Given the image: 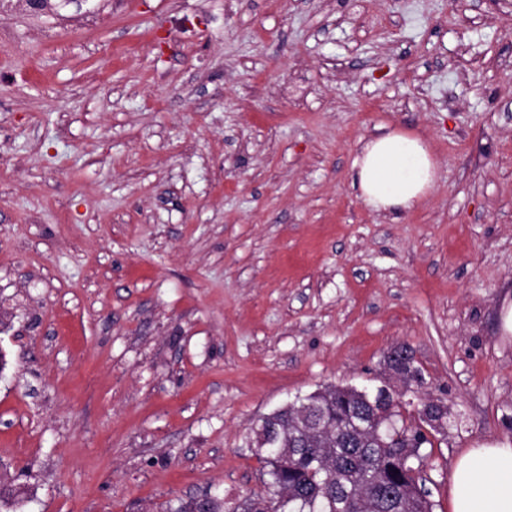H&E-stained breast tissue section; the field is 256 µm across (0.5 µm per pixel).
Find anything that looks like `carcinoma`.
Here are the masks:
<instances>
[{
    "mask_svg": "<svg viewBox=\"0 0 512 512\" xmlns=\"http://www.w3.org/2000/svg\"><path fill=\"white\" fill-rule=\"evenodd\" d=\"M390 396L326 386L257 419L253 431L275 435L255 448L264 462L263 491L232 512H433L422 490L426 448L448 433L424 421V404L407 413ZM167 512H226L223 499H174Z\"/></svg>",
    "mask_w": 512,
    "mask_h": 512,
    "instance_id": "cac0c4a2",
    "label": "carcinoma"
}]
</instances>
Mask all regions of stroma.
<instances>
[{"label":"stroma","instance_id":"stroma-1","mask_svg":"<svg viewBox=\"0 0 512 512\" xmlns=\"http://www.w3.org/2000/svg\"><path fill=\"white\" fill-rule=\"evenodd\" d=\"M396 28L395 38L381 29ZM435 189L353 185L380 127ZM512 11L487 0H84L0 9L7 512H165L262 488L252 425L375 387L447 404L421 472L512 439ZM353 170L358 198L370 209L395 218L423 202L438 179L429 140L402 129L364 141L353 160Z\"/></svg>","mask_w":512,"mask_h":512}]
</instances>
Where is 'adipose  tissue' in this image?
Masks as SVG:
<instances>
[{
  "mask_svg": "<svg viewBox=\"0 0 512 512\" xmlns=\"http://www.w3.org/2000/svg\"><path fill=\"white\" fill-rule=\"evenodd\" d=\"M359 199L370 209L398 215L435 188L438 167L429 140L393 129L364 141L354 160ZM450 512H512V442L468 449L450 473Z\"/></svg>",
  "mask_w": 512,
  "mask_h": 512,
  "instance_id": "obj_1",
  "label": "adipose tissue"
}]
</instances>
